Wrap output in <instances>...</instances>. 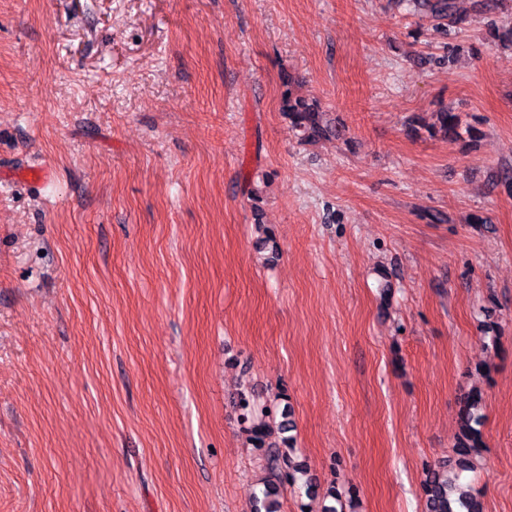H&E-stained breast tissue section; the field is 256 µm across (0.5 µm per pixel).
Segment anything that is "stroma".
<instances>
[{"mask_svg": "<svg viewBox=\"0 0 512 512\" xmlns=\"http://www.w3.org/2000/svg\"><path fill=\"white\" fill-rule=\"evenodd\" d=\"M471 3L0 0V512H251L245 388L317 482L280 512H425L476 386L512 512V0ZM412 4L415 10H423L437 20H449L450 24H442L447 25V28H442L445 35L452 33L450 27L455 28L465 23L470 16L467 6L461 0H414ZM283 103V112L288 113L291 129L301 141L312 143L339 134L336 127L323 124L322 112H319L316 101L309 103L308 100L292 97L288 93ZM436 121L433 129L438 133H442L444 137H447L448 140H456L460 137V119L459 116L455 112H451L449 110H443L441 112L436 113Z\"/></svg>", "mask_w": 512, "mask_h": 512, "instance_id": "35a3bbf8", "label": "stroma"}]
</instances>
